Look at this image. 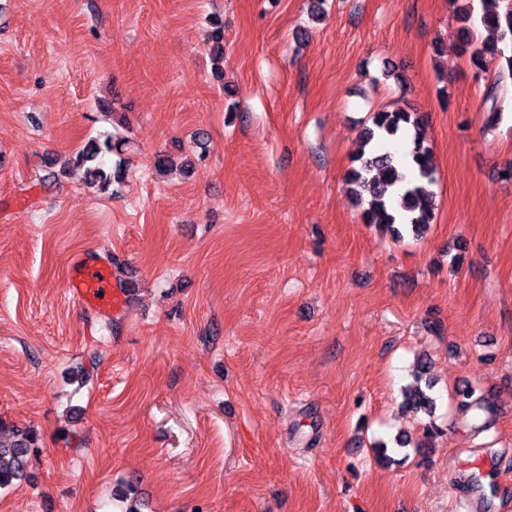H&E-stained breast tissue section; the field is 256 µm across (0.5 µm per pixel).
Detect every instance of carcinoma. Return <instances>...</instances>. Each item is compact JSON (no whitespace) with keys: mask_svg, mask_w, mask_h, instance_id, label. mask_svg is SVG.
I'll return each mask as SVG.
<instances>
[{"mask_svg":"<svg viewBox=\"0 0 512 512\" xmlns=\"http://www.w3.org/2000/svg\"><path fill=\"white\" fill-rule=\"evenodd\" d=\"M499 7L483 10L474 17L471 0L460 5L453 0L452 6L461 23L459 51L467 58L475 74H489L483 94L482 110L485 127L495 129L512 112V56L506 59L507 66L495 67L501 55L499 44L512 42V0H498ZM487 30L491 38L481 41L476 36V25ZM408 139L411 149L406 154L407 163L414 172L409 178L402 171V162L397 155L378 147ZM125 141L106 138L103 142L91 140L72 158L71 163L81 167L89 187L107 191L112 183L122 179L127 165L123 157ZM109 153L116 156L112 167H105L100 156ZM358 166L352 168L346 178L347 192L352 202L362 208L366 222L385 226L392 236L400 241L410 232L416 236L423 233L434 219L436 208L432 185L435 183L433 149L423 132V117L417 112L403 109L381 110L371 115V126L366 128L363 142L355 157ZM431 384H419L404 389V401L418 412L428 416L423 424L424 441L417 447L424 448L427 442L441 436L443 429L433 418L435 400L431 396ZM457 407L473 413L472 428L477 432L489 429L492 413L491 403L483 396L475 395L472 388L456 392ZM40 448L38 435L30 429H12L9 440L0 439V490L10 488L26 477L29 458Z\"/></svg>","mask_w":512,"mask_h":512,"instance_id":"carcinoma-1","label":"carcinoma"}]
</instances>
